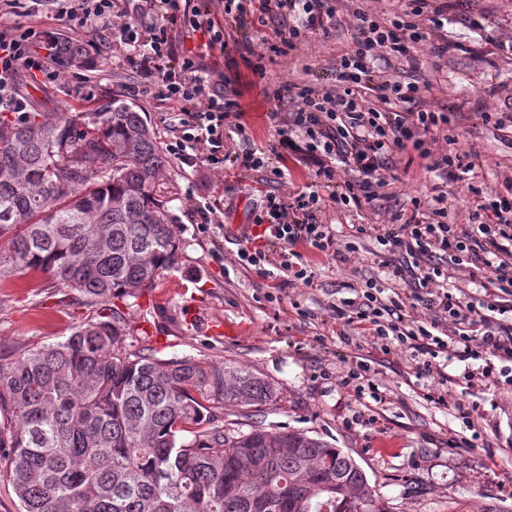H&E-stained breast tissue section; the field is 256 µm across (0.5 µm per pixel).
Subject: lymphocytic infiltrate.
Wrapping results in <instances>:
<instances>
[{"mask_svg":"<svg viewBox=\"0 0 512 512\" xmlns=\"http://www.w3.org/2000/svg\"><path fill=\"white\" fill-rule=\"evenodd\" d=\"M62 24L86 29L98 20L124 18L120 0H51ZM159 22L151 26L143 42L142 69L148 80L161 83L168 99L180 110L171 144L172 154L204 148V162L223 171L227 161L242 168L267 166V157L247 152L230 156L224 149V122L239 112L237 100L211 92L210 81L201 71L196 56L172 61L168 54L169 28L182 24L205 38L207 51L223 50L224 27L215 19L208 0H148ZM328 0H224L225 14L245 21L254 13L288 17L276 36L295 47L306 34H329L334 16ZM446 10L441 0H407L405 7L388 17L357 10L356 34L349 49L334 68L335 90H320L308 83L280 86L277 96L295 100L285 128L279 129V146L312 166L318 188L298 192L291 198L267 196L255 219L251 234L238 241L236 261L244 267L275 263L278 271L292 280L310 285L313 272L300 246L336 253L337 242L329 224L321 219L326 203L361 207L385 185L382 173L393 155L417 154L443 180H456L460 173L479 168L480 156L473 150L432 155L429 139L448 132L454 115L435 110L423 100L424 86L416 81H399L379 75L377 60L394 57L410 60L416 44L444 26ZM47 35L33 26L0 27V112L22 113L32 106L20 93L18 76L27 73L50 83L57 79L56 60L47 45ZM504 193L484 194L481 187L469 186L478 197L479 221L466 229L450 224L447 198L436 194L428 203L413 199L410 213L398 223L373 224L371 236L384 246L388 256L382 265L393 279L408 283L411 294L381 298L375 282L369 281L360 300H343L336 317L344 326L369 324L382 352L392 344L405 346L412 355L438 357L454 350L458 358L477 360L489 353L512 360V325L488 324L480 343L458 336L448 343L425 326L407 328L413 302L421 290H428L427 303L436 313L454 324H472L478 311L441 288L448 271L435 264L441 255L465 254L477 270L488 272L485 288L487 310H495L499 293L512 291V179Z\"/></svg>","mask_w":512,"mask_h":512,"instance_id":"obj_1","label":"lymphocytic infiltrate"}]
</instances>
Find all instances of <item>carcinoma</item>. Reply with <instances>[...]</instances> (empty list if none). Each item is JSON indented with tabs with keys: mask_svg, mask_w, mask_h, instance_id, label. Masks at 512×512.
<instances>
[{
	"mask_svg": "<svg viewBox=\"0 0 512 512\" xmlns=\"http://www.w3.org/2000/svg\"><path fill=\"white\" fill-rule=\"evenodd\" d=\"M52 39L59 61L90 60L87 43ZM167 164L116 95L51 119L0 114V279L39 270L104 307L63 341L0 357V448L19 512H385L361 466L322 437L217 424L227 404L272 401L268 379L126 352L130 327L109 303L178 264L155 191Z\"/></svg>",
	"mask_w": 512,
	"mask_h": 512,
	"instance_id": "obj_1",
	"label": "carcinoma"
}]
</instances>
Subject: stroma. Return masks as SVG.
Here are the masks:
<instances>
[{
	"label": "stroma",
	"instance_id": "stroma-1",
	"mask_svg": "<svg viewBox=\"0 0 512 512\" xmlns=\"http://www.w3.org/2000/svg\"><path fill=\"white\" fill-rule=\"evenodd\" d=\"M401 3L340 0L335 35L309 36L279 55L269 49L277 18L225 22L223 53L199 56L212 81L236 95L244 112V129L224 127L227 149L252 146L273 155L279 119L296 109L293 100L275 99V89L301 81L331 86V70L355 33L353 9L383 13ZM441 36L450 44L448 54L434 58L431 42L420 43L417 64L406 74L426 84L427 105L456 112L450 133L460 148L481 155V169L445 184L423 161L391 156L386 172L398 175L399 183L379 188L362 210L326 208L324 221L339 243H352L355 251L345 262L309 253L314 279L307 287L236 265L234 255L265 195L306 189L314 182L311 173L293 159L276 176L267 168L220 173L201 156H170L158 188L179 241L178 264L154 288L115 305L133 329L128 352L236 362L272 381L278 389L272 402L225 406L218 412L221 424L242 432L254 425L303 429L323 437L364 469L386 512H512V385L504 376L512 362L488 354L467 361L442 357L425 366L399 349L383 353L373 337L343 326L332 311L366 281L391 285L372 255L375 241L353 234L354 225L390 223L410 212L413 197L442 184L448 220L464 229L476 210L468 182L491 194L512 175V126L498 129L480 119L484 112L512 113V0H448ZM76 38L92 46L88 82L78 84L69 68L47 85L21 74L37 110L89 112L114 94L145 112L160 144H168V117L177 106L159 84L143 78L138 49L113 37L105 22ZM216 200L223 204L220 221L206 223L203 206ZM92 313L81 293L56 286L49 276L7 278L0 282V355L15 358L63 340ZM359 361L371 366L372 386L361 392L346 380Z\"/></svg>",
	"mask_w": 512,
	"mask_h": 512
}]
</instances>
